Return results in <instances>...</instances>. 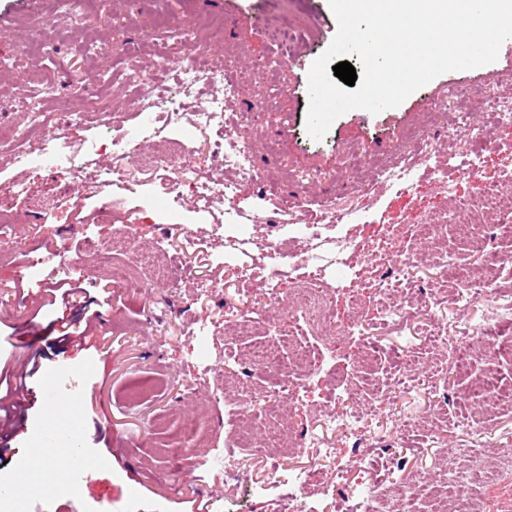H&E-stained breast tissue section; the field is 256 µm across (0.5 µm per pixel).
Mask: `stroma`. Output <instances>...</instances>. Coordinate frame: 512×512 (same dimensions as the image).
<instances>
[{
    "instance_id": "stroma-1",
    "label": "stroma",
    "mask_w": 512,
    "mask_h": 512,
    "mask_svg": "<svg viewBox=\"0 0 512 512\" xmlns=\"http://www.w3.org/2000/svg\"><path fill=\"white\" fill-rule=\"evenodd\" d=\"M274 17L296 32L288 65L263 39L259 23ZM98 29H88L84 5L67 0H0V362L25 376L27 422L0 462L29 512H288L291 484L267 481L269 466L282 472L331 453L335 472L320 473L307 500L321 512H363L364 482L385 487L419 473L431 481L472 465L464 456L472 428L486 430L501 450L486 465L512 481V411L483 416L467 397V379L451 368V351L423 342L434 327L402 315L391 319L375 286L377 270L395 257H411L403 281L411 299L437 300L438 327L449 341L472 339L474 366L512 383V357H488L492 332L512 310V264L500 272V294L482 302L448 276L449 264L466 267L472 283L485 277L483 255L467 249L460 227L485 224L489 251H503L497 225H512V210L468 206L472 184L464 170L477 160L482 178L500 199L512 197V122L497 105L512 107V39L494 63L444 73L398 107L339 116L321 140L306 132L308 71L329 47L338 23L329 0H97ZM207 38L211 58L227 62L238 87L234 97L215 85L246 141L257 181L241 184L235 203L211 206L184 188L180 202L164 193L166 173L136 163H114L104 142L129 135L144 156H176L178 165L221 180L226 172L220 128H200L196 99L179 78L166 94L188 105L179 131L161 107L139 111L144 80L178 59L179 33ZM39 51L23 54L31 40ZM40 90L37 109L66 102L81 120L55 135L36 127L18 108L22 90ZM471 89L468 100L457 96ZM468 127L450 137L456 114ZM47 144L70 156L67 172L15 164L18 147ZM419 159L412 181L382 183L378 174L400 157ZM108 173V185L97 181ZM344 210V221L319 218L318 203ZM429 223L430 235L413 226ZM224 227L213 236L212 225ZM318 225L309 239L308 225ZM288 262L308 257L319 271V295L337 322L360 316L362 331L335 334L306 323L296 295L303 271L281 277L276 295L262 279L241 278L245 266L263 267L272 240ZM98 252H91L89 242ZM67 283L76 298L100 313L86 343L68 349L57 340L65 310L50 303L49 286ZM361 293V307L350 298ZM251 312L266 340L296 327L323 350L321 372L299 397L281 393L278 380L242 361L226 345L228 303ZM383 349L370 371L360 369L363 343ZM40 349L43 370L32 373L30 352ZM416 350L411 367L400 357ZM435 389H426L427 379ZM397 380L391 401L374 395V383ZM350 385L360 399L366 448L335 430L296 453L266 456L261 443L272 416L282 414L297 435L314 428L319 404ZM77 398L68 421L89 467L67 484L37 452L42 443L46 395ZM249 397L254 447L230 449L239 421L235 408Z\"/></svg>"
}]
</instances>
